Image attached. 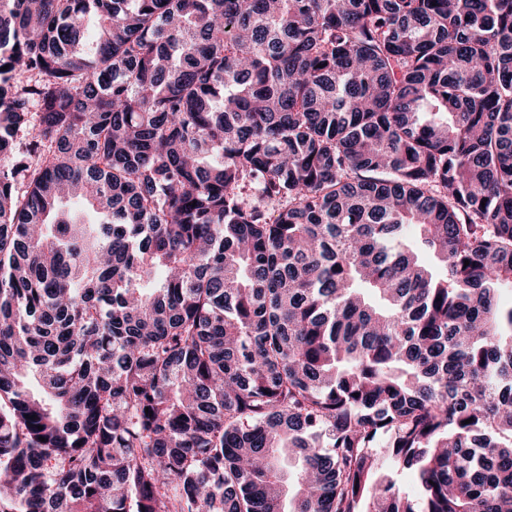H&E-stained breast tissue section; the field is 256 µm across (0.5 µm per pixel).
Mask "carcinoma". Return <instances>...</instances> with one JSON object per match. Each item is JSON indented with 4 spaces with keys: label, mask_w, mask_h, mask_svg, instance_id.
<instances>
[{
    "label": "carcinoma",
    "mask_w": 512,
    "mask_h": 512,
    "mask_svg": "<svg viewBox=\"0 0 512 512\" xmlns=\"http://www.w3.org/2000/svg\"><path fill=\"white\" fill-rule=\"evenodd\" d=\"M508 288L512 0H0V512H512Z\"/></svg>",
    "instance_id": "carcinoma-1"
}]
</instances>
